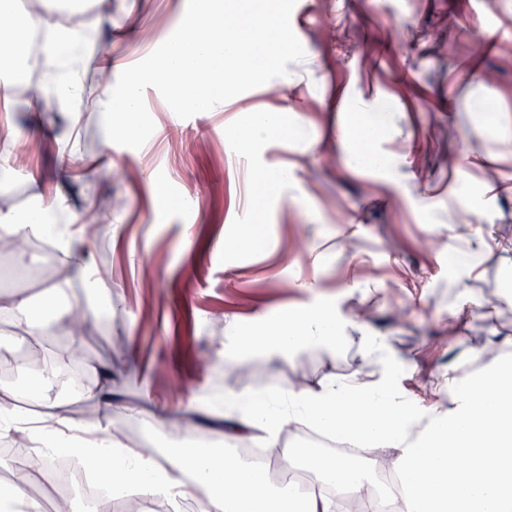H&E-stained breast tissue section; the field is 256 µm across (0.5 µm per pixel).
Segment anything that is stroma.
<instances>
[{"label":"stroma","instance_id":"obj_1","mask_svg":"<svg viewBox=\"0 0 512 512\" xmlns=\"http://www.w3.org/2000/svg\"><path fill=\"white\" fill-rule=\"evenodd\" d=\"M186 0H89L95 16L80 73L87 97H103L100 63L127 68L181 22ZM303 60L287 76L211 111L181 119L152 88L155 130L140 149L110 142L97 112L70 104L33 119L26 89L11 88L0 125L33 148L31 178L0 169V222L30 201L63 197L75 211L109 201L87 258L111 280L96 290L112 313L96 321L87 349L111 364L112 392L129 405L178 407L195 397L251 389L288 392L295 373L310 384L363 370L361 331L385 337L400 363L405 396L455 365L474 369L489 339L512 342V0H297ZM404 31L396 39V31ZM494 32L496 48L475 49ZM495 102V112L485 105ZM260 113H283L272 132L233 154L238 129ZM368 130L382 166L355 161L349 128ZM75 145L62 167L60 144ZM284 171L261 203L251 170ZM479 318L449 340L468 298ZM335 306L345 315L332 350L284 355L253 370L224 369V339L268 327L281 311ZM194 385L187 393L186 385ZM159 448H174L160 419L111 414Z\"/></svg>","mask_w":512,"mask_h":512}]
</instances>
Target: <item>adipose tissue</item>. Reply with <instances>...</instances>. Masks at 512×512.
I'll use <instances>...</instances> for the list:
<instances>
[{
	"mask_svg": "<svg viewBox=\"0 0 512 512\" xmlns=\"http://www.w3.org/2000/svg\"><path fill=\"white\" fill-rule=\"evenodd\" d=\"M0 66L15 59L25 34L37 25L32 15L16 11L11 0H0ZM86 33L79 28L58 31L44 48L47 80L32 95L42 105L61 78V70L84 47ZM61 200L40 203L15 226L18 245L29 234L57 237L64 253L61 276L85 269L82 252L73 248L71 224L51 218ZM75 303L57 288H47L40 310L48 314L43 324L32 316L30 300L16 295L0 301V318L22 325L21 340L27 350L43 351L47 336L63 339L68 351L59 355L57 371L69 368L71 348L82 346L83 336L70 319ZM336 314L317 308L280 317L271 327L250 336H236L233 347L242 353H278L302 347L335 343ZM493 388L491 397L479 400L475 385ZM16 388L0 385V438L23 437L39 444L38 452L14 457L8 485L18 512H41V500L30 486L46 475L52 454L68 451L86 467L109 477L112 496L96 502L93 512H113L116 499L136 494L141 500L170 503L196 495L201 512H335L334 500L325 494L298 497L269 485L255 469L234 456L230 448L241 442L275 448L287 431L300 424L343 433L356 444L371 440L395 449L396 464L412 478L400 512H512V353L485 360L476 370L449 369L432 403L418 410L406 404L395 388V371L368 385L357 380H324L315 386L290 388L281 394L270 390L229 393L214 403L221 429V445L189 440L170 449L164 460L144 457L101 423L89 424L66 414L64 403L36 394L41 411L25 414L15 406ZM294 456L317 479H330L358 490L370 489L368 467L337 455L297 448Z\"/></svg>",
	"mask_w": 512,
	"mask_h": 512,
	"instance_id": "1",
	"label": "adipose tissue"
}]
</instances>
